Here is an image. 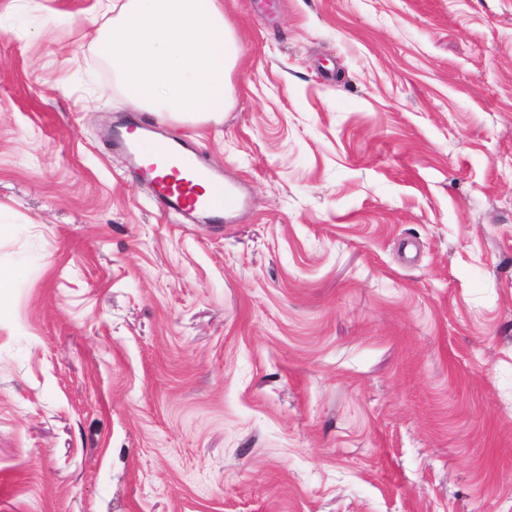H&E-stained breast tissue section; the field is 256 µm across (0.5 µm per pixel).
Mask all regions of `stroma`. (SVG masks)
Instances as JSON below:
<instances>
[{"label": "stroma", "instance_id": "obj_1", "mask_svg": "<svg viewBox=\"0 0 512 512\" xmlns=\"http://www.w3.org/2000/svg\"><path fill=\"white\" fill-rule=\"evenodd\" d=\"M96 0H0V512H512V0H224L221 122ZM243 207L165 212L112 138Z\"/></svg>", "mask_w": 512, "mask_h": 512}]
</instances>
